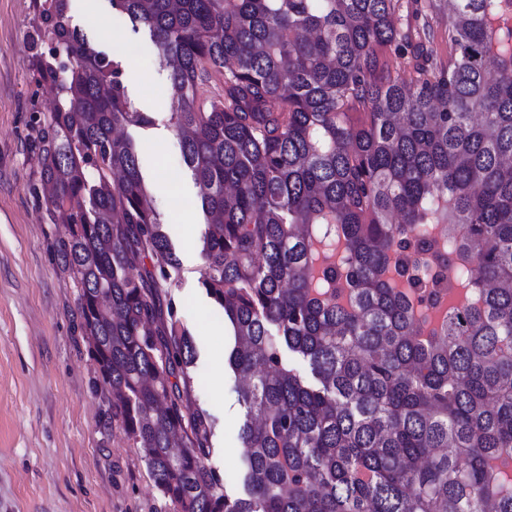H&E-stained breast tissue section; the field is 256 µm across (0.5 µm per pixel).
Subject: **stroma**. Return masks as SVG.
I'll list each match as a JSON object with an SVG mask.
<instances>
[{"label": "stroma", "mask_w": 512, "mask_h": 512, "mask_svg": "<svg viewBox=\"0 0 512 512\" xmlns=\"http://www.w3.org/2000/svg\"><path fill=\"white\" fill-rule=\"evenodd\" d=\"M76 25L107 56L131 52L139 80L126 94L147 126H129L148 193L180 269L168 298L193 338V387L184 399L214 424L211 464L237 485L243 409L228 369H217L228 336L205 338L224 315L201 285L205 217L171 126L169 73L137 55L149 34L116 17L108 0H69ZM33 0H0V512H169L139 448L113 431L81 330L79 290L57 256V227L39 178L37 131L53 92L32 65ZM177 183L178 196L162 183Z\"/></svg>", "instance_id": "obj_1"}]
</instances>
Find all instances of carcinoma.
<instances>
[{
	"mask_svg": "<svg viewBox=\"0 0 512 512\" xmlns=\"http://www.w3.org/2000/svg\"><path fill=\"white\" fill-rule=\"evenodd\" d=\"M109 2L169 71L245 496L184 410L191 376L170 382L195 358L161 307L179 259L115 135L150 117L68 0L40 4L37 40L74 57L36 63L58 92L40 176L95 387L173 512H512V0Z\"/></svg>",
	"mask_w": 512,
	"mask_h": 512,
	"instance_id": "obj_1",
	"label": "carcinoma"
}]
</instances>
